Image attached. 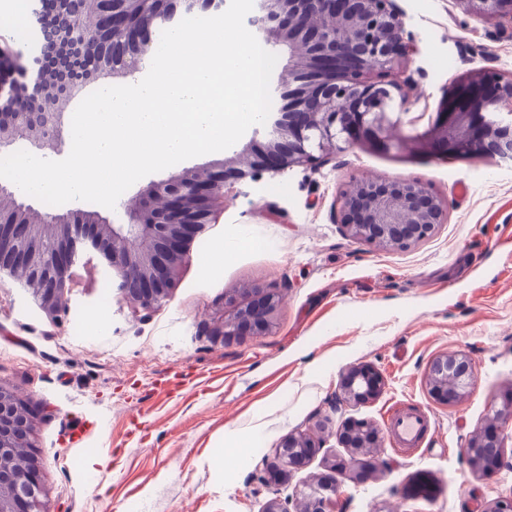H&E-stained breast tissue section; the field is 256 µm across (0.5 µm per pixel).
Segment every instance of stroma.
<instances>
[{
	"label": "stroma",
	"instance_id": "stroma-1",
	"mask_svg": "<svg viewBox=\"0 0 512 512\" xmlns=\"http://www.w3.org/2000/svg\"><path fill=\"white\" fill-rule=\"evenodd\" d=\"M398 3L418 52L415 122L396 130L392 149L355 146L234 184L152 312L124 300L98 255L73 268L61 317L0 283V384L34 412L52 512H262L328 474L331 460H349L336 437L345 419L383 434L397 402L428 410L434 426L414 453L381 443L371 469L337 480L343 512H485L512 496V424L507 466L482 476L464 457L491 405L512 393V162L412 141L461 79L487 68L512 77V25L485 24L457 0ZM25 4L0 0L5 54L33 51L16 33ZM363 175L422 181L447 199V224L404 250L352 240L335 214L341 190ZM246 284L276 286L282 304L268 334L224 338ZM453 352L470 356L473 377L448 404L431 395L427 370ZM356 363L380 371L386 389L337 405ZM307 428L322 448L286 478L268 471L280 441Z\"/></svg>",
	"mask_w": 512,
	"mask_h": 512
}]
</instances>
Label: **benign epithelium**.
Wrapping results in <instances>:
<instances>
[{"mask_svg": "<svg viewBox=\"0 0 512 512\" xmlns=\"http://www.w3.org/2000/svg\"><path fill=\"white\" fill-rule=\"evenodd\" d=\"M487 23L512 21V0H457ZM69 12L50 26L42 9L34 12L39 53L28 63L0 55V85L18 70L27 106L0 113V148L36 126L38 146L64 141L66 109L86 87L65 76L42 106L46 91L39 80L49 50L64 59L94 49L89 78L127 76L143 69L152 54L150 32L160 19L172 20L193 0H68ZM261 41L287 50L283 74L270 86L271 111L248 144L224 161L184 169L152 181L123 206L124 221H93L92 235L70 214L32 213L0 183V197L12 202L0 212V281L10 279L29 290L41 309L53 316L67 312L66 288L72 267L87 252L107 261L109 276L136 309L151 312L165 302L178 270L192 261V242L212 221L224 201L226 181H258L266 173L323 162L347 146H393V132L404 123L409 102V66L416 47L396 0H259L250 18ZM123 40L114 42L115 33ZM420 138L461 155L478 150L492 158L512 157V78L485 71L464 80L444 99L431 127ZM337 223L359 242L386 250L407 249L448 223V203L426 184L411 179L360 177L340 194ZM244 301L224 319L223 335L262 336L272 326L280 304L277 289L254 285L240 291ZM472 365L461 352L435 358L427 384L437 398L454 403L464 396ZM385 388L382 375L367 364L342 374L338 401L364 404ZM34 414L15 388L0 385V512H49L36 463L17 461ZM512 420V398L493 411L487 424L469 439L465 455L473 470L488 475L506 464L503 425ZM380 434L364 419L348 421L339 433L350 452L346 477L356 479L371 464ZM318 438L291 432L275 448L271 466L293 465L316 449ZM335 484L326 480L296 497L295 512H336Z\"/></svg>", "mask_w": 512, "mask_h": 512, "instance_id": "benign-epithelium-1", "label": "benign epithelium"}]
</instances>
